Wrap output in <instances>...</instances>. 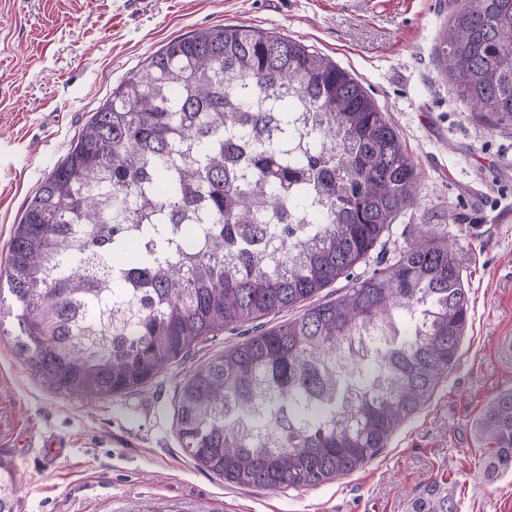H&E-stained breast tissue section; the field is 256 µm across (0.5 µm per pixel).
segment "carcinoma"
Instances as JSON below:
<instances>
[{"label":"carcinoma","mask_w":512,"mask_h":512,"mask_svg":"<svg viewBox=\"0 0 512 512\" xmlns=\"http://www.w3.org/2000/svg\"><path fill=\"white\" fill-rule=\"evenodd\" d=\"M441 67L464 103L512 123V0H464ZM393 123L300 40L218 25L169 40L112 91L15 225L5 277L23 364L95 400L134 391L227 327L300 308L197 366L175 427L224 482L302 488L349 475L430 399L470 301L430 229L334 300L416 199ZM487 476L512 473V389L475 425ZM15 474L0 458V512ZM411 512H457L436 484Z\"/></svg>","instance_id":"cac0c4a2"}]
</instances>
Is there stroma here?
Segmentation results:
<instances>
[{
  "label": "stroma",
  "mask_w": 512,
  "mask_h": 512,
  "mask_svg": "<svg viewBox=\"0 0 512 512\" xmlns=\"http://www.w3.org/2000/svg\"><path fill=\"white\" fill-rule=\"evenodd\" d=\"M453 0H0V266L14 224L84 124L172 38L217 24L303 41L348 70L397 128L417 202L355 277L429 227L447 228L470 300L461 356L429 401L352 474L275 491L225 483L177 438L178 392L198 365L251 336L208 337L138 390L97 401L45 389L0 324V456L14 512H409L433 483L458 512H512V474L487 478L474 424L512 388V125L461 103L439 67ZM67 446L47 465L45 439Z\"/></svg>",
  "instance_id": "35a3bbf8"
}]
</instances>
